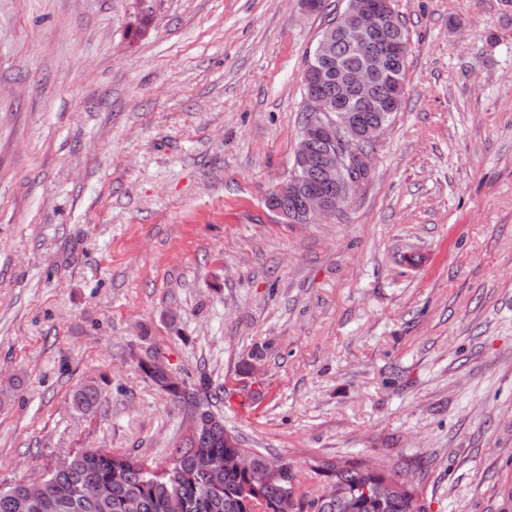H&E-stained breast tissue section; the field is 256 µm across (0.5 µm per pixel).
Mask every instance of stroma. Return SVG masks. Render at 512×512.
I'll return each instance as SVG.
<instances>
[{
  "mask_svg": "<svg viewBox=\"0 0 512 512\" xmlns=\"http://www.w3.org/2000/svg\"><path fill=\"white\" fill-rule=\"evenodd\" d=\"M345 7L0 0L1 485L81 448L167 466L188 418L155 358L244 447L512 512V0H393L402 107L350 203L287 224L265 198ZM101 390L96 385H84L72 393L73 407L81 412H91L97 408L101 399Z\"/></svg>",
  "mask_w": 512,
  "mask_h": 512,
  "instance_id": "35a3bbf8",
  "label": "stroma"
}]
</instances>
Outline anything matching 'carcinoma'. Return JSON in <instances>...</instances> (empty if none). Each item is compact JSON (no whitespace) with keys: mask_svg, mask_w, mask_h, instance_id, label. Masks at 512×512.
<instances>
[{"mask_svg":"<svg viewBox=\"0 0 512 512\" xmlns=\"http://www.w3.org/2000/svg\"><path fill=\"white\" fill-rule=\"evenodd\" d=\"M343 21L341 14L332 19L319 42L331 43L330 65L340 62L352 67L374 45L360 53L352 52L340 37ZM398 34L409 41L406 27L396 14L393 24L384 28L379 38ZM391 69L398 83L381 77L374 83V90L393 98V111L397 112L404 96L406 56L394 58ZM278 205L288 210L296 223H302L297 196L285 194ZM141 368L175 404L199 418L196 430L173 450L170 464L159 470L131 454L105 448L80 449L69 457L67 465L48 471L44 490L37 496L19 481L0 486V512H128L130 508L135 512H424L417 488L406 483L403 468L398 465L369 468L355 461L316 458L306 463L308 471L321 481L342 483L346 497L343 503L302 491L299 470L286 458L270 457L262 451L255 456L252 468H240L239 456L244 448L224 440V419L212 411L210 404L198 399L195 385L148 362L141 363ZM100 399L101 390L96 385H84L72 393L73 407L81 412L96 409ZM211 458L222 459L223 467L206 469V461ZM383 480L396 485L392 498L378 500L366 494L367 487ZM91 486L102 493L86 496L85 490Z\"/></svg>","mask_w":512,"mask_h":512,"instance_id":"obj_1","label":"carcinoma"}]
</instances>
